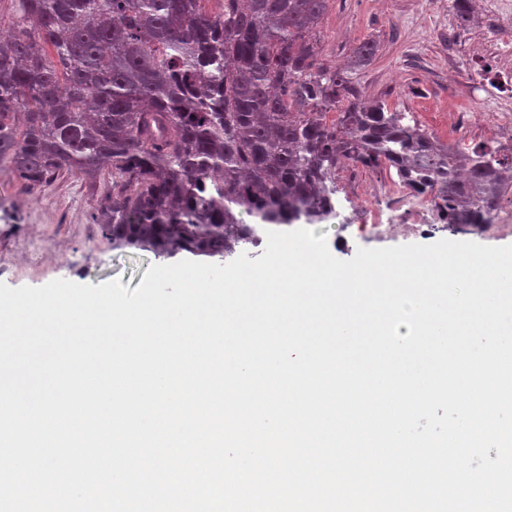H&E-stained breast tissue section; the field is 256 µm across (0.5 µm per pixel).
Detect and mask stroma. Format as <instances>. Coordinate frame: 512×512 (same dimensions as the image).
Masks as SVG:
<instances>
[{"instance_id": "stroma-1", "label": "stroma", "mask_w": 512, "mask_h": 512, "mask_svg": "<svg viewBox=\"0 0 512 512\" xmlns=\"http://www.w3.org/2000/svg\"><path fill=\"white\" fill-rule=\"evenodd\" d=\"M512 40V0L483 8L463 29L448 15V0H332L321 25V56L328 65L345 60L364 41H375L376 58L362 72L368 98L411 113L426 130L448 142L452 112L494 111L497 92L469 74L470 46L480 38ZM397 183L387 168L344 165L336 171V200L348 215V227L317 224L331 254L352 259L358 248L393 247L441 239L488 246L512 244L497 236L436 222L425 234L391 235L373 240L360 234L364 209L379 190ZM112 192V173L104 168L84 175L64 168L41 185H32L0 169V282L12 288L40 287L56 279L99 285L115 279L137 288L153 253L113 247L94 210Z\"/></svg>"}]
</instances>
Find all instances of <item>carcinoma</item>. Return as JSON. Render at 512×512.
Listing matches in <instances>:
<instances>
[{
  "label": "carcinoma",
  "instance_id": "cac0c4a2",
  "mask_svg": "<svg viewBox=\"0 0 512 512\" xmlns=\"http://www.w3.org/2000/svg\"><path fill=\"white\" fill-rule=\"evenodd\" d=\"M15 0L0 35V163L41 184L112 171L98 215L114 248L222 260L257 227L333 216L336 168L384 166L449 224L493 223L512 155L446 144L368 100L377 53L324 64L331 0Z\"/></svg>",
  "mask_w": 512,
  "mask_h": 512
}]
</instances>
